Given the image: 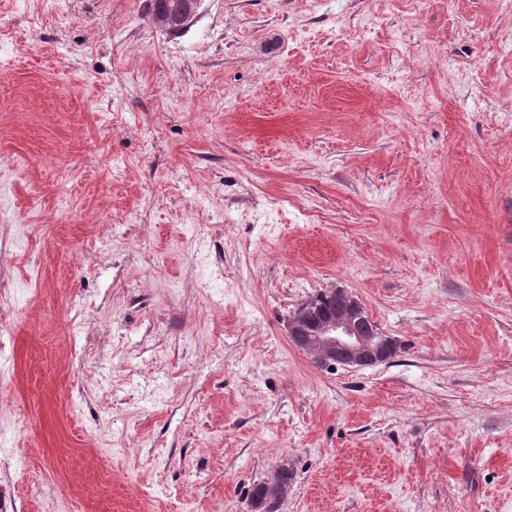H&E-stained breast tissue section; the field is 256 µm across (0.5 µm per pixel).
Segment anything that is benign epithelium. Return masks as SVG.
Wrapping results in <instances>:
<instances>
[{
    "mask_svg": "<svg viewBox=\"0 0 512 512\" xmlns=\"http://www.w3.org/2000/svg\"><path fill=\"white\" fill-rule=\"evenodd\" d=\"M201 2L152 0V13L164 30L176 34L191 24ZM286 330L291 345L322 368L358 370L387 364L397 348L392 338L368 325L363 305L349 292L332 305L308 299L289 317ZM285 472L283 466L264 481L266 494L259 505L282 499Z\"/></svg>",
    "mask_w": 512,
    "mask_h": 512,
    "instance_id": "benign-epithelium-1",
    "label": "benign epithelium"
}]
</instances>
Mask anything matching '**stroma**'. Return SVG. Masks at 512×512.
<instances>
[{"label": "stroma", "mask_w": 512, "mask_h": 512, "mask_svg": "<svg viewBox=\"0 0 512 512\" xmlns=\"http://www.w3.org/2000/svg\"><path fill=\"white\" fill-rule=\"evenodd\" d=\"M0 390V512H512V9L0 0ZM152 13L171 34L185 30L198 14L202 0H152ZM286 330L291 345L322 368L387 364L397 348L392 338L368 325L363 305L349 292L332 305L308 299L289 317Z\"/></svg>", "instance_id": "35a3bbf8"}]
</instances>
